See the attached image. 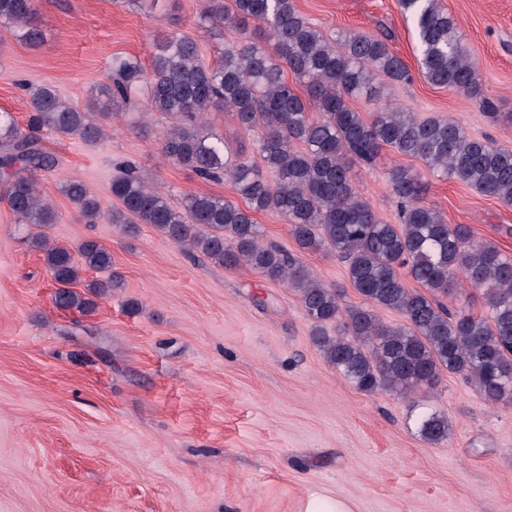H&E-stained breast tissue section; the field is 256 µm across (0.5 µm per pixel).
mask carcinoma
Here are the masks:
<instances>
[{"instance_id": "cac0c4a2", "label": "carcinoma", "mask_w": 512, "mask_h": 512, "mask_svg": "<svg viewBox=\"0 0 512 512\" xmlns=\"http://www.w3.org/2000/svg\"><path fill=\"white\" fill-rule=\"evenodd\" d=\"M399 6L414 26L422 77L493 111L482 93L479 69L439 0H399ZM36 15L35 0H0V24L18 28L32 45L41 39ZM201 18L230 29L254 22L273 41L274 52L259 42L232 40L224 43L219 63L207 64L194 40L170 37L158 45L148 72L132 60L115 59L118 78L98 86L85 109L44 85L29 90L27 128L12 113L0 111V197L17 223L38 227L27 242L43 254L58 285L54 305L91 310L122 277L99 242L82 241L76 259L39 231L58 223L59 214L39 191L38 177L54 168L55 159L38 147L36 133L98 143L108 138L112 119L131 92L141 88L154 111L173 119L164 135L166 157L203 179L230 180L246 207L191 193L178 211L128 165L112 180L118 205L105 211L85 184L69 181L61 187L86 223L105 218L127 232L149 224L214 264L249 265L268 280L296 289L315 346L338 375L360 390L390 387L408 393L433 385L447 371L472 382L487 403L512 401V258L491 241H474L470 225L449 224L424 204L422 184L412 171L395 168L389 176L399 206L397 224L379 219L352 177L355 165H374L388 146L422 159L439 178L455 179L512 206V150L472 137L452 118H419L388 105L363 118L350 101L372 98L378 79L412 80L402 59L373 33L328 36L294 0H208ZM288 71L305 94L288 84ZM217 108L235 113L246 131L259 135L265 166L275 180L209 131L206 115ZM259 211L280 213L299 248L331 250L346 261L348 280L366 306L342 304L340 289L319 282L297 255L264 240L253 217ZM85 269L107 272L85 283L87 297L71 289ZM402 269L420 289L406 287ZM464 287L482 292L487 316L444 304L443 298ZM375 307L402 314L405 324L382 323ZM337 320L343 321L344 333L331 336L327 325ZM417 429L439 444L448 439L450 424L440 413L424 412Z\"/></svg>"}]
</instances>
